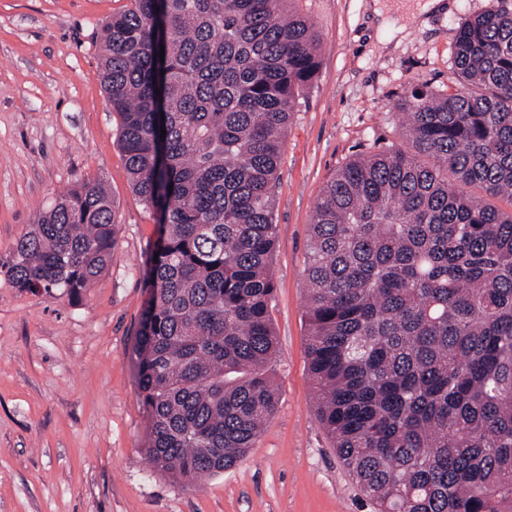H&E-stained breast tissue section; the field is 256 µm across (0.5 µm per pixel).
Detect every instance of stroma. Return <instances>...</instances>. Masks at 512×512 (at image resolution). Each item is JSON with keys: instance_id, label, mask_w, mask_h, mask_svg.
<instances>
[{"instance_id": "obj_1", "label": "stroma", "mask_w": 512, "mask_h": 512, "mask_svg": "<svg viewBox=\"0 0 512 512\" xmlns=\"http://www.w3.org/2000/svg\"><path fill=\"white\" fill-rule=\"evenodd\" d=\"M130 0H0V263L62 191L103 179L116 256L79 299L23 292L0 274V512H371L315 418L304 319L309 224L326 182L358 155L405 144L398 105L452 76L465 18L496 0H445L383 32L370 0H294L320 68L285 139L275 204L278 406L250 454L189 486L144 450L133 349L157 236L116 143L96 33Z\"/></svg>"}]
</instances>
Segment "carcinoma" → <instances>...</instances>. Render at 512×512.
Masks as SVG:
<instances>
[{
  "label": "carcinoma",
  "mask_w": 512,
  "mask_h": 512,
  "mask_svg": "<svg viewBox=\"0 0 512 512\" xmlns=\"http://www.w3.org/2000/svg\"><path fill=\"white\" fill-rule=\"evenodd\" d=\"M292 2L130 0L96 36L130 184L160 228L134 354L145 451L176 481L235 466L278 403L274 190L320 62ZM400 109L408 146L342 165L310 224L316 419L374 512H512V210L494 203L512 202V0L461 22L448 87ZM116 235L102 179L85 180L0 273L75 299Z\"/></svg>",
  "instance_id": "1"
}]
</instances>
